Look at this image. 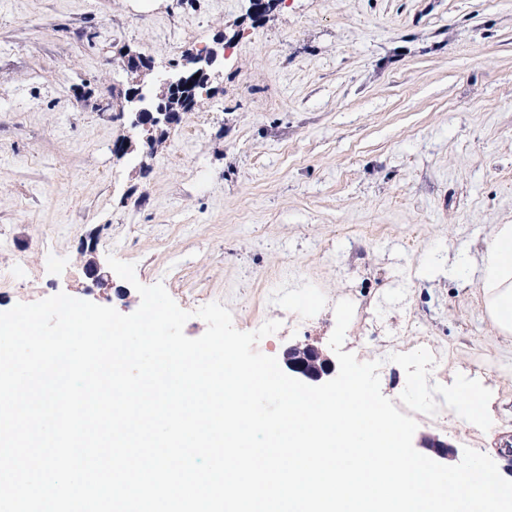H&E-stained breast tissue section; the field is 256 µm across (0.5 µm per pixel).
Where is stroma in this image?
I'll use <instances>...</instances> for the list:
<instances>
[{
  "mask_svg": "<svg viewBox=\"0 0 512 512\" xmlns=\"http://www.w3.org/2000/svg\"><path fill=\"white\" fill-rule=\"evenodd\" d=\"M217 49L210 94L154 155L118 156L129 76ZM512 224V0H0V312L58 293L133 313L141 299L96 259L136 265L190 319L220 302L283 358L385 360L383 395L438 438L512 475V341L477 296L482 251ZM464 379L482 427L440 400Z\"/></svg>",
  "mask_w": 512,
  "mask_h": 512,
  "instance_id": "stroma-1",
  "label": "stroma"
}]
</instances>
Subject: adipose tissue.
<instances>
[{"mask_svg": "<svg viewBox=\"0 0 512 512\" xmlns=\"http://www.w3.org/2000/svg\"><path fill=\"white\" fill-rule=\"evenodd\" d=\"M483 312L500 336L512 337V224L495 225L481 256Z\"/></svg>", "mask_w": 512, "mask_h": 512, "instance_id": "adipose-tissue-1", "label": "adipose tissue"}]
</instances>
